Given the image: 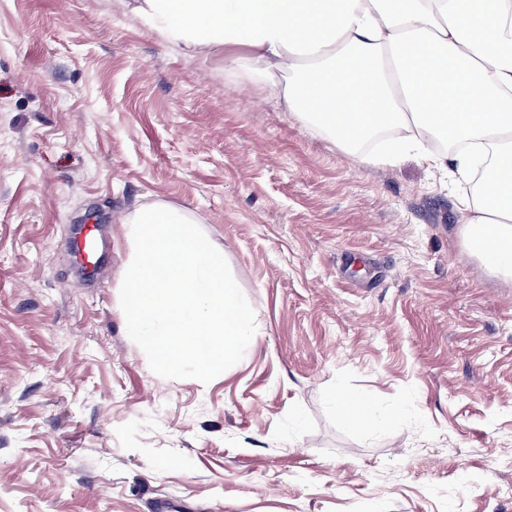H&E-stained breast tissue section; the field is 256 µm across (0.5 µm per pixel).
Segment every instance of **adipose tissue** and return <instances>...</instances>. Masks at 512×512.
Listing matches in <instances>:
<instances>
[{
	"label": "adipose tissue",
	"instance_id": "1",
	"mask_svg": "<svg viewBox=\"0 0 512 512\" xmlns=\"http://www.w3.org/2000/svg\"><path fill=\"white\" fill-rule=\"evenodd\" d=\"M193 58L236 62L286 111L352 153L392 131L374 163L423 150L433 167L482 163L462 196L474 254L512 276V0H131ZM449 135L454 157L427 151Z\"/></svg>",
	"mask_w": 512,
	"mask_h": 512
}]
</instances>
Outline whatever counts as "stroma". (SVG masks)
<instances>
[{
  "label": "stroma",
  "mask_w": 512,
  "mask_h": 512,
  "mask_svg": "<svg viewBox=\"0 0 512 512\" xmlns=\"http://www.w3.org/2000/svg\"><path fill=\"white\" fill-rule=\"evenodd\" d=\"M358 157L129 0H0V512H512V278L463 236L474 185ZM156 203L254 313L206 384L155 374L120 306ZM335 402L342 418L350 424H358L373 412L372 405L361 396L347 391H339Z\"/></svg>",
  "instance_id": "1"
}]
</instances>
